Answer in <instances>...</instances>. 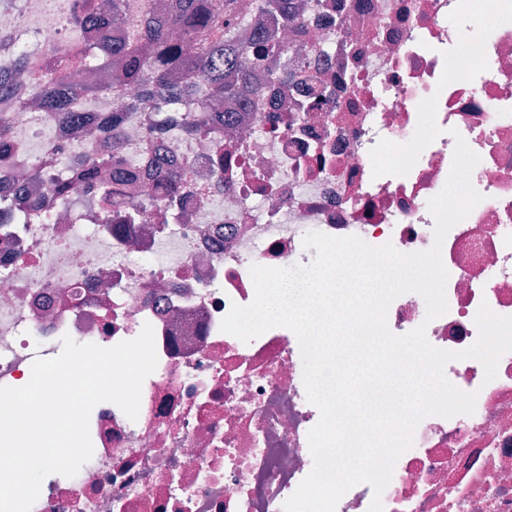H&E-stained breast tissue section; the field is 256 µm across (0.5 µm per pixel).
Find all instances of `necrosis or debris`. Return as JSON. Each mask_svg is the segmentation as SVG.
<instances>
[{"instance_id": "necrosis-or-debris-1", "label": "necrosis or debris", "mask_w": 512, "mask_h": 512, "mask_svg": "<svg viewBox=\"0 0 512 512\" xmlns=\"http://www.w3.org/2000/svg\"><path fill=\"white\" fill-rule=\"evenodd\" d=\"M43 2L0 0V34L35 38L0 46L1 73L43 71L84 48L72 0ZM294 2L303 34L280 66L308 71L309 86L264 85L232 132L218 120L186 136L179 112L124 121L119 167L136 174L145 207L121 233L111 225L124 199L103 207L81 178L98 138L31 111L33 82L0 96L11 131L0 201L30 215L0 225V386L27 384L66 335L109 348L148 323L157 354L137 419L95 406L92 457L74 477L47 476L31 512H283L313 469L308 433L320 419L299 341L275 327L245 343L221 322L253 301L251 266L313 261L309 232L430 249L429 202L459 136L480 158L471 180L482 199L441 246L448 310L427 319L408 292L387 325L425 327L432 346L459 354L478 339L481 305L512 317V0ZM160 155L191 172L174 207ZM37 169L69 176L67 204ZM445 376L476 393L473 414L425 417L382 495L358 483L335 512H369L376 498L383 512H512V352L493 380L460 356Z\"/></svg>"}]
</instances>
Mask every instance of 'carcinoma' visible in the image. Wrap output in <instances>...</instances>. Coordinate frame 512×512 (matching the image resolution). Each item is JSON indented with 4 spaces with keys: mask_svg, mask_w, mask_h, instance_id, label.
<instances>
[{
    "mask_svg": "<svg viewBox=\"0 0 512 512\" xmlns=\"http://www.w3.org/2000/svg\"><path fill=\"white\" fill-rule=\"evenodd\" d=\"M110 2L112 18L101 32L107 48L87 55L83 69L115 67L114 78L126 93L127 113L146 102L159 112H179L201 87L205 99L194 101V111L226 113L257 94L262 83L284 79L278 60L288 51V44L279 33L298 29L291 0H252L250 10L259 14L253 44L235 34L250 11L240 0H168L160 7L151 0ZM97 19V5L84 0L76 25L83 29ZM260 72L264 74L261 83L257 80ZM111 92V84H76L51 76L43 80L36 106L64 121L97 126L112 139V150L98 158L99 166L110 167L118 162L122 148V119L112 115L90 119L72 112L70 104L82 96Z\"/></svg>",
    "mask_w": 512,
    "mask_h": 512,
    "instance_id": "carcinoma-1",
    "label": "carcinoma"
}]
</instances>
